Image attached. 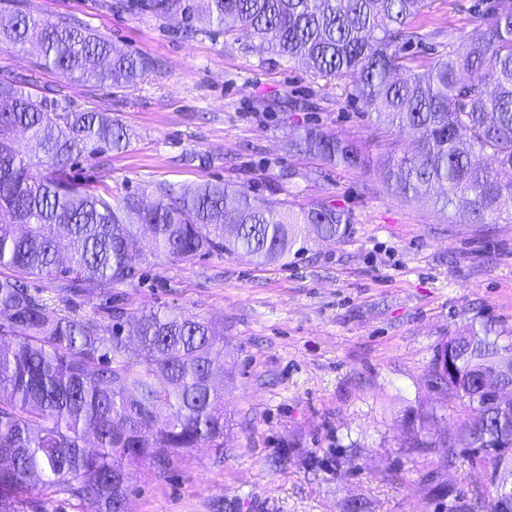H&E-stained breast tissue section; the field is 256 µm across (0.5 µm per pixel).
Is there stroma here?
Wrapping results in <instances>:
<instances>
[{
  "label": "stroma",
  "instance_id": "35a3bbf8",
  "mask_svg": "<svg viewBox=\"0 0 512 512\" xmlns=\"http://www.w3.org/2000/svg\"><path fill=\"white\" fill-rule=\"evenodd\" d=\"M110 0H27L47 19H82L126 53L161 63L122 90L69 83L45 69L38 92L61 90L77 112H105L130 134L125 150L76 164L106 168L115 189L183 190L223 180L294 207L323 200L351 218L331 243L304 242L287 264L248 257L171 262L141 242L143 275L112 293L130 309H175L222 324L224 353L237 364L224 390L232 422L222 449L187 450L165 477L133 470L132 512H489L474 508L512 482L470 449L447 464L441 449L401 445L430 416L433 431L469 416L434 389L428 370L437 345L493 318L512 333V210L488 224L453 208L406 199L375 170L289 150L308 124L366 153L403 156L414 142L384 129L325 81L260 41L201 34L182 38L178 20L114 14ZM475 0H434L417 24L479 35ZM53 314L101 308V294L63 297L57 281L29 279Z\"/></svg>",
  "mask_w": 512,
  "mask_h": 512
}]
</instances>
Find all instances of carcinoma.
I'll return each mask as SVG.
<instances>
[{"label": "carcinoma", "instance_id": "cac0c4a2", "mask_svg": "<svg viewBox=\"0 0 512 512\" xmlns=\"http://www.w3.org/2000/svg\"><path fill=\"white\" fill-rule=\"evenodd\" d=\"M10 25L0 44L29 46V73L0 80V512H51L63 498L75 512H132L129 476L146 467L165 474L189 448L224 447V384L233 369L215 363L224 327L171 310H130L111 302L83 315L47 311L26 280L63 279L68 295L107 293L140 278L131 250L141 237L152 254L176 262L239 254L280 263L310 234L334 242L350 217L326 201L298 210L224 182L192 191L170 186L115 193L99 178L78 179L69 163L119 150L123 126L102 112L69 110L60 92L38 96L48 68L68 81L124 89L158 70L142 55L117 51L76 17L37 19L25 0H0ZM429 0H112L116 14L181 16L185 31L202 19L226 35L266 43L314 75L344 82L347 98L418 143L412 156L369 157L318 127L300 129L290 150L347 167L376 168L405 198L428 196L464 208L474 224L512 208V0H479L483 35L458 44L414 19ZM448 44V54L418 70L409 49ZM35 142L30 156L17 130ZM490 164L471 161L470 151ZM140 354L128 357L131 344ZM512 339L493 321L458 330L440 343L429 367L436 387L467 402L468 421L436 435L422 421L403 447L477 448L495 467L512 465ZM95 448H86L88 436Z\"/></svg>", "mask_w": 512, "mask_h": 512}]
</instances>
